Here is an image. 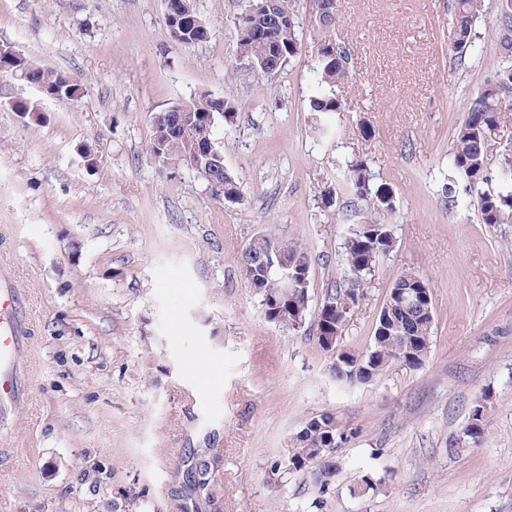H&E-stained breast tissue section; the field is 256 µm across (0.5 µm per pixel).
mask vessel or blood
Masks as SVG:
<instances>
[{"label":"vessel or blood","instance_id":"vessel-or-blood-1","mask_svg":"<svg viewBox=\"0 0 512 512\" xmlns=\"http://www.w3.org/2000/svg\"><path fill=\"white\" fill-rule=\"evenodd\" d=\"M33 334L26 297L14 286L8 269H0V410L25 401L28 380L21 363Z\"/></svg>","mask_w":512,"mask_h":512}]
</instances>
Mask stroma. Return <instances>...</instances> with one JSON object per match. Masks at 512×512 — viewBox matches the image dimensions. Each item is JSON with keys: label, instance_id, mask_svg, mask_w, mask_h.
I'll return each instance as SVG.
<instances>
[{"label": "stroma", "instance_id": "35a3bbf8", "mask_svg": "<svg viewBox=\"0 0 512 512\" xmlns=\"http://www.w3.org/2000/svg\"><path fill=\"white\" fill-rule=\"evenodd\" d=\"M207 41H171L163 0H0V44L77 77L79 98L0 79V263L34 318L30 395L6 423L21 451L0 466V512H512V224L448 203L449 148L491 78L498 0H485L465 63L451 0H339L351 51L345 111L316 128L315 0H293L303 50L265 75L233 52L249 0H195ZM229 99L217 128L237 204L195 173L159 172L154 113L201 93ZM38 102L40 124L12 101ZM370 136H362L361 125ZM364 160L396 193L395 247L360 287L339 346L368 344L394 275L428 285L424 365L340 387L311 325L267 322L240 269L259 232L312 256L311 309L344 278V201L324 207L337 158ZM487 403L479 442L463 429ZM347 428L318 491L271 466L311 417ZM196 449L209 493L184 487ZM377 487L351 494L362 477Z\"/></svg>", "mask_w": 512, "mask_h": 512}]
</instances>
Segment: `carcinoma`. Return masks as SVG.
Wrapping results in <instances>:
<instances>
[{
	"label": "carcinoma",
	"instance_id": "cac0c4a2",
	"mask_svg": "<svg viewBox=\"0 0 512 512\" xmlns=\"http://www.w3.org/2000/svg\"><path fill=\"white\" fill-rule=\"evenodd\" d=\"M281 22L263 18V0H252L248 11L260 16V23L246 27L236 25L235 53L252 59L257 69L274 75L287 65L302 48L294 20L292 0H278ZM500 28L493 75L472 97L466 117L459 125L450 152L448 186L445 192L457 203V187L470 194L482 224L512 223V153L499 155L492 162L489 139L498 130L505 116L512 114V0H498ZM170 17L175 20L179 35L172 37L178 44H197L207 39V28L195 23L196 10L187 12L182 4L193 6V0H168ZM452 50L462 60L480 38L476 23L484 12V0H452ZM337 12L317 5L314 20L312 57L320 83L326 91L313 97L310 111L317 116L342 112L343 101L332 88L349 77L351 53L332 38ZM28 74L43 97L57 101H73L80 95L79 81L61 71H47L27 59L0 57V76ZM191 116L177 119L176 106L157 112L153 117V133L148 151L159 170L179 167L204 171L210 197L220 203L243 198L240 179L224 168V160L208 155L207 144L220 151L215 132L217 123L229 115L230 102L225 97L203 93L191 101ZM14 111L26 114L35 124L43 113L39 104L16 101ZM336 190L324 194L323 204L332 206L337 192L360 203L359 219L348 225L344 242V264L347 287L338 294L331 293L324 302L329 310L319 308L316 339L342 335L350 304L357 301L364 279L395 246L392 217L396 211V196L386 182H376L367 163L350 158L336 163ZM283 254L305 269H310L312 257L308 248L292 240H283L267 232L252 237L242 248L240 267L259 298L265 320L290 330L304 326L311 302L310 288H298L283 294L282 282L276 268L265 264L267 255ZM434 327L433 308L421 302L413 304L387 295L375 320L370 344L360 351H350L331 371L337 382L347 386L365 385L388 368L413 359V366H423L430 351ZM486 405L477 404L463 435L473 441L483 437ZM347 430L332 413L317 415L289 437L272 474L283 477L294 472H307L319 489L331 484L338 465L334 455L336 442L346 439ZM208 465L198 461L187 469L185 488L204 492L209 486Z\"/></svg>",
	"mask_w": 512,
	"mask_h": 512
}]
</instances>
